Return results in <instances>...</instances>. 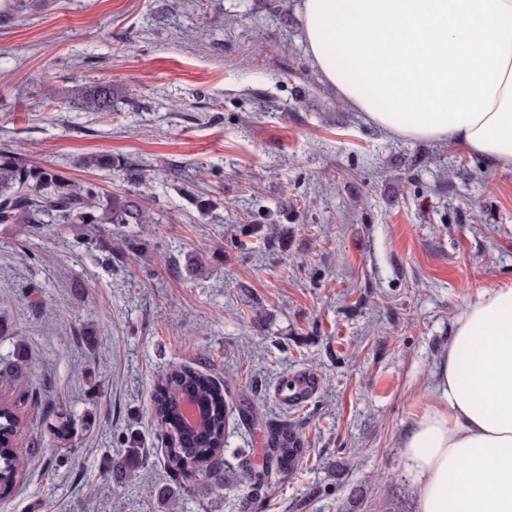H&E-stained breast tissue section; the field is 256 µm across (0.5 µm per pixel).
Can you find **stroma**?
I'll list each match as a JSON object with an SVG mask.
<instances>
[{"label": "stroma", "mask_w": 512, "mask_h": 512, "mask_svg": "<svg viewBox=\"0 0 512 512\" xmlns=\"http://www.w3.org/2000/svg\"><path fill=\"white\" fill-rule=\"evenodd\" d=\"M296 5L0 0V146L155 218L0 224V370L31 422L0 512H416L400 438L466 289L512 282V168L365 124ZM98 83L111 111L74 109ZM172 366L258 410L231 414L221 483L165 465L152 393ZM305 374L313 397L282 403ZM284 424L307 451L252 501L246 467Z\"/></svg>", "instance_id": "obj_1"}]
</instances>
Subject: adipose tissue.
I'll return each instance as SVG.
<instances>
[{
  "mask_svg": "<svg viewBox=\"0 0 512 512\" xmlns=\"http://www.w3.org/2000/svg\"><path fill=\"white\" fill-rule=\"evenodd\" d=\"M321 80L389 135L512 166V0H299ZM416 512H512V283L467 298L400 443Z\"/></svg>",
  "mask_w": 512,
  "mask_h": 512,
  "instance_id": "ef3b65f1",
  "label": "adipose tissue"
}]
</instances>
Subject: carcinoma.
I'll use <instances>...</instances> for the list:
<instances>
[{"mask_svg": "<svg viewBox=\"0 0 512 512\" xmlns=\"http://www.w3.org/2000/svg\"><path fill=\"white\" fill-rule=\"evenodd\" d=\"M112 85L98 83L72 90L71 103L78 109L112 111ZM150 210L134 194L105 195L97 186L77 181L48 164L26 159L0 147V224H152ZM189 392L202 403L205 416L199 425L183 431L176 422L180 395ZM27 393L12 404L0 406V497L7 495L23 477L24 461L16 448L17 436L26 428L19 409ZM154 418L165 439V464L186 476L220 481L224 433L232 411L220 381L194 368L170 369L157 380L153 393ZM307 448L300 434L288 427L273 432L266 456L276 462L274 473L248 469V481L271 484L272 475L293 471Z\"/></svg>", "mask_w": 512, "mask_h": 512, "instance_id": "cac0c4a2", "label": "carcinoma"}]
</instances>
